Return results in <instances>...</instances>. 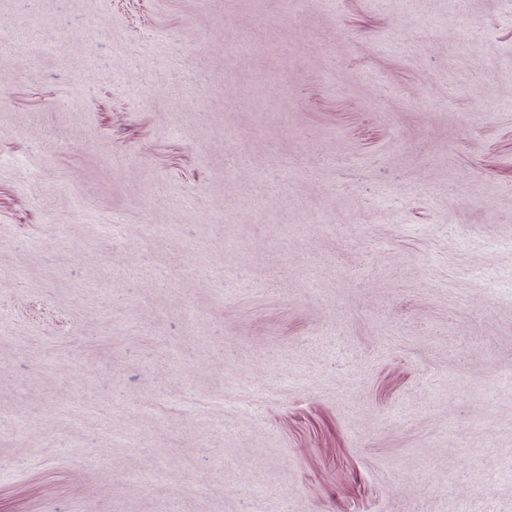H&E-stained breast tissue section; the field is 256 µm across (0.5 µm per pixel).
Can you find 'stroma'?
Here are the masks:
<instances>
[{"label":"stroma","mask_w":512,"mask_h":512,"mask_svg":"<svg viewBox=\"0 0 512 512\" xmlns=\"http://www.w3.org/2000/svg\"><path fill=\"white\" fill-rule=\"evenodd\" d=\"M511 467L512 0H0V512Z\"/></svg>","instance_id":"obj_1"}]
</instances>
